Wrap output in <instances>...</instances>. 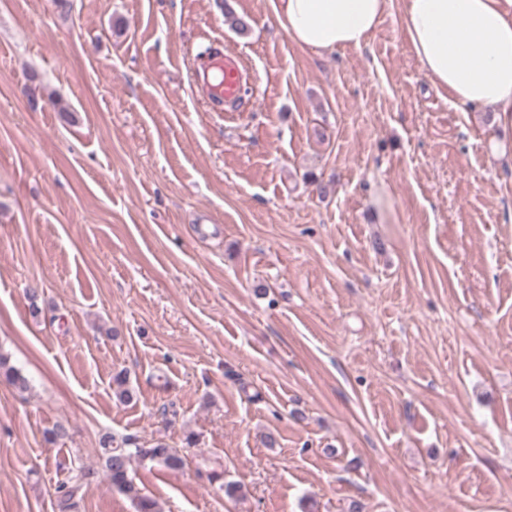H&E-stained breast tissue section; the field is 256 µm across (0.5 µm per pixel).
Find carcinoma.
<instances>
[{
	"mask_svg": "<svg viewBox=\"0 0 512 512\" xmlns=\"http://www.w3.org/2000/svg\"><path fill=\"white\" fill-rule=\"evenodd\" d=\"M0 374L4 375L8 383L20 392L29 388L27 377L19 369L9 365L8 356L2 353H0ZM112 392L117 400L123 403H129L134 398L133 390L128 386L127 377L121 372L112 377ZM101 445L104 449L102 470L81 467L56 488L59 512H72L83 491L102 475L107 478L112 489L133 502L136 512H160L157 502L144 495L131 476V463L139 459L170 470H179L185 464L184 457L179 451L162 441L146 447L139 444L132 436H124L118 440L108 435L103 437Z\"/></svg>",
	"mask_w": 512,
	"mask_h": 512,
	"instance_id": "cac0c4a2",
	"label": "carcinoma"
}]
</instances>
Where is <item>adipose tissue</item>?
I'll return each mask as SVG.
<instances>
[{"mask_svg": "<svg viewBox=\"0 0 512 512\" xmlns=\"http://www.w3.org/2000/svg\"><path fill=\"white\" fill-rule=\"evenodd\" d=\"M391 0H273L279 27L317 53L359 48ZM402 26L423 71L453 103L512 121V8L503 0H403Z\"/></svg>", "mask_w": 512, "mask_h": 512, "instance_id": "ef3b65f1", "label": "adipose tissue"}]
</instances>
